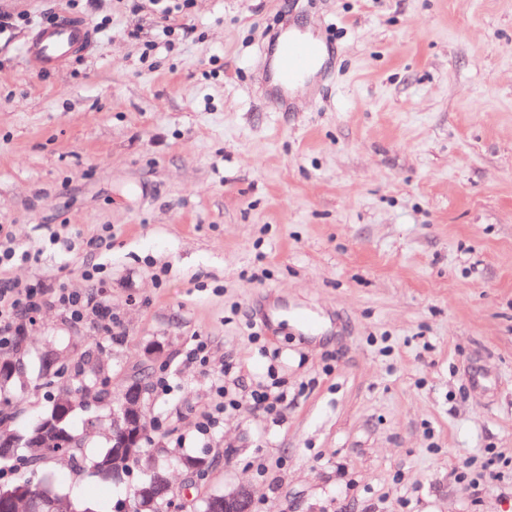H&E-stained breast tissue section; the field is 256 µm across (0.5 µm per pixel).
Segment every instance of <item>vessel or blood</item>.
Wrapping results in <instances>:
<instances>
[{
  "label": "vessel or blood",
  "instance_id": "vessel-or-blood-1",
  "mask_svg": "<svg viewBox=\"0 0 512 512\" xmlns=\"http://www.w3.org/2000/svg\"><path fill=\"white\" fill-rule=\"evenodd\" d=\"M93 39V27L87 19L62 15L31 35L26 53L32 68L49 72L64 67L79 51L88 50ZM321 56L318 42L285 34L270 66V91L277 104L290 106V88L317 69Z\"/></svg>",
  "mask_w": 512,
  "mask_h": 512
}]
</instances>
